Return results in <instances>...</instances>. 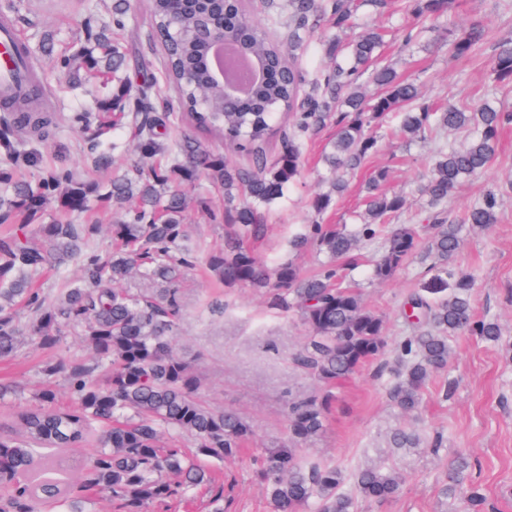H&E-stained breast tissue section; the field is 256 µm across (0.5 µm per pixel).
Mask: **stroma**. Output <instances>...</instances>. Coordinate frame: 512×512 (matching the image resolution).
Instances as JSON below:
<instances>
[{
    "label": "stroma",
    "mask_w": 512,
    "mask_h": 512,
    "mask_svg": "<svg viewBox=\"0 0 512 512\" xmlns=\"http://www.w3.org/2000/svg\"><path fill=\"white\" fill-rule=\"evenodd\" d=\"M395 2L393 15L378 19L390 30L381 64L392 66L400 77L414 80L425 98L437 105L478 98L492 88L493 49L500 40L512 37V0H456V25L478 22L487 32L484 45L465 59L449 53L429 22L413 14L410 0ZM5 7L33 52L35 71L50 86L44 97L56 112L54 135L28 142V149L44 164L62 160L83 176L106 181V174L93 169L80 152L81 126L74 119L75 113L93 111L102 90L73 85L63 69L76 36L96 27V13L89 11L88 0H0V9ZM410 24L423 34L408 52L402 50L401 39L404 27ZM150 26L148 0H131L126 32L135 36L134 46L141 56L140 62L131 65L129 80L134 84L140 83L142 72L161 71V50L147 40ZM41 30L55 38L52 55L38 49L37 33ZM331 134L326 128L313 138L305 154L302 184L267 211L259 238L250 242L261 259L271 262L287 257L290 241L309 224V200L318 188L320 157ZM427 153V145L408 146L385 139L369 163L368 169L388 168L390 187L409 193L410 208L402 217L407 224L427 223L426 202L414 192ZM490 188L502 191L499 221L482 233L466 235L456 262L475 275V311L500 323L501 342L493 345L472 336L455 337V352L447 371L430 380L422 408L413 417L402 416L389 396L397 359L395 351H387L356 375L337 383L326 432L302 446L303 457L332 461L349 472L383 464L402 474L404 481L394 498L384 503H360L359 512H464L462 501L440 493L449 464L460 456L469 463L472 479L484 489L486 512H512V127L503 132L488 170L461 186L449 201V212L461 214ZM186 225L201 261L179 285L182 320L174 346L191 363L202 400L216 410L239 412L254 431L239 456L213 460L209 466L217 480L233 485L224 512H270L266 489L255 476L256 461L271 442L287 440L289 401L317 386L311 375L294 363L307 330L296 317L272 310L262 293L227 288L213 277L205 260L223 248L224 224L193 208L186 216ZM366 275L363 267L354 273L365 285L366 304L386 315L389 343H396L406 332L401 305L426 279V264L413 260L386 285H366ZM216 300L223 301V313L212 311ZM97 364L80 328H66L54 348L41 347L30 336L19 337L14 353L0 358V384L13 389L0 400V427H14L18 416L38 405L41 392L47 388L55 392L58 406L71 407L68 368ZM410 425L427 439L442 433L441 450L435 452L426 445L391 447L392 433Z\"/></svg>",
    "instance_id": "1"
}]
</instances>
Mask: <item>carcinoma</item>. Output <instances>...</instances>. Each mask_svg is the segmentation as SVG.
Here are the masks:
<instances>
[{
  "instance_id": "carcinoma-1",
  "label": "carcinoma",
  "mask_w": 512,
  "mask_h": 512,
  "mask_svg": "<svg viewBox=\"0 0 512 512\" xmlns=\"http://www.w3.org/2000/svg\"><path fill=\"white\" fill-rule=\"evenodd\" d=\"M453 2L415 0L414 10L441 32L453 56L470 57L484 44L485 29L445 21ZM263 6L265 23L250 18L244 0H224L225 20L238 39L229 61L265 60L270 66L264 83L242 98L225 99L195 38L199 19L213 6L194 0L180 14L170 0H153L150 36L162 47L163 79L176 91V108L157 111L155 77L144 80L131 104L127 82L98 99L84 125L83 149L92 166H112L119 144L102 140L109 131L130 127L138 139L137 156L105 184L84 180L68 167H42L35 152L21 148L23 137L43 138L54 124V113L40 100L24 93L0 115V158L9 167L0 170V225H19V231L0 235V356L12 353L25 335L53 348L62 328L72 325L82 329L97 358L112 362L99 382L91 367L69 370L73 407H56L55 392L45 390L40 405L21 414L19 436L0 431V512H36L41 504L85 512L82 504L92 492L118 501L123 512H144L180 493L211 487L212 476L198 458L234 457L251 439L245 418L198 399V377L172 343L180 321L174 285L198 260L187 244L186 188L202 175L224 188V223L234 226L224 250L208 256V269L227 288L266 290L271 308L299 318L308 336L294 361L318 382L331 385L385 354L386 316L364 303L351 277L363 244L376 247L368 270L373 284L394 280L419 253L434 271L403 303L410 328L398 344L400 366L389 388L401 413H415L431 375L448 367L454 337L500 341V325L474 313V276L455 264L464 232L497 222L499 191H486L458 218L446 205L463 182L485 173L501 130L512 123V109L475 101L436 108L414 82L389 66H373L383 41L378 29L367 25L342 40L353 28L354 0H263ZM129 10L130 0H112L107 7L112 21L99 22L87 36L95 49L82 47L67 60L71 80L79 84L86 74L107 79L129 66L131 54L116 38ZM268 25L284 30L286 38H271ZM318 29L328 31L320 41L327 64L304 70L298 60ZM492 72L497 85L512 86V38L494 48ZM365 75L380 94L361 92ZM326 126L335 133L319 173L323 190L310 199L316 215L343 196L346 175L363 167L381 140H421L431 144L421 191L432 225L424 230L390 223L408 207V197L384 188L389 172L380 168L367 181L365 208L356 223L315 220L290 242L296 251L311 248L321 257L316 271L306 274L290 259L270 265L249 241L261 232L264 210L300 182L305 144ZM173 129L181 133L172 149L167 137ZM456 130L467 134L461 148L445 137ZM199 132L224 139L245 155L244 164L211 153ZM276 136L281 149L270 160L266 146ZM73 214L92 221L74 224ZM107 218L112 247L103 252L89 241ZM73 257L81 263V283L47 300L35 287V276ZM132 273L153 287L136 292L118 287ZM19 307L30 312V323L19 322ZM332 400L329 393L314 392L293 401L288 442L262 454L256 474L272 512H358L362 500L386 501L397 493L400 479L392 470L368 467L350 474L334 462L301 456L297 445L325 432ZM162 428L193 436L197 448L189 453L162 444ZM93 437L98 448L81 459L80 481L74 484L68 451ZM391 444L417 448L423 439L399 428ZM467 468L464 460L451 464L443 494L462 500L469 512H481L485 497L467 478ZM224 496V485L214 487V502Z\"/></svg>"
}]
</instances>
